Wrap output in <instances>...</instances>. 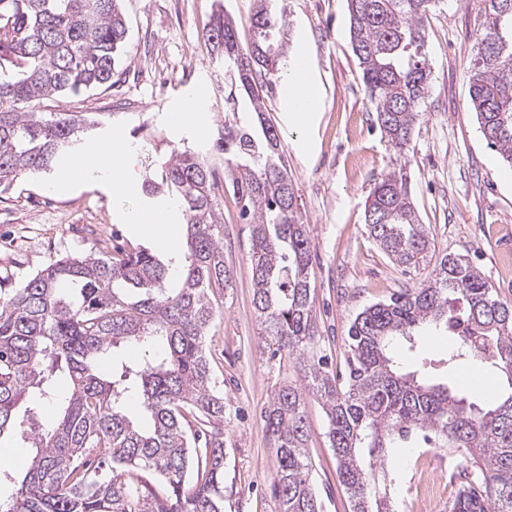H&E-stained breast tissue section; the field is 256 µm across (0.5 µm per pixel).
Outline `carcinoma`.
<instances>
[{"mask_svg": "<svg viewBox=\"0 0 512 512\" xmlns=\"http://www.w3.org/2000/svg\"><path fill=\"white\" fill-rule=\"evenodd\" d=\"M122 0H0V192L23 174L49 173L77 150L93 114L37 105L112 80L127 38ZM259 0L253 41L216 11L203 34L211 59L239 95L214 150L251 225L257 317L273 352L288 351L299 384L278 389L264 411L278 460L282 512H323L310 482L305 401L321 402L351 512H395L387 464L419 431L462 452L450 512H512V301L469 261L444 255L411 292L373 304L348 331L346 384L315 357L311 243L297 211L281 138L260 122L266 76L287 69L285 22ZM349 38L369 103L398 154L410 143L429 93L425 20L436 0H346ZM470 77L480 129L512 166V0H484ZM143 197H173L187 226L181 286L146 248L66 255L0 294V438L26 444L23 476L0 512H224V395L215 389L203 336L215 313L208 289L228 286L224 215L212 195L209 150L144 145ZM365 222L379 248L416 265L430 247L403 167L375 183ZM432 326L455 337L446 363L490 367L509 392L478 404L443 382L395 368L390 349ZM160 340L149 358L114 362L113 348Z\"/></svg>", "mask_w": 512, "mask_h": 512, "instance_id": "1", "label": "carcinoma"}]
</instances>
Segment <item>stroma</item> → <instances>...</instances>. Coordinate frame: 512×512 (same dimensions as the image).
Here are the masks:
<instances>
[{
    "mask_svg": "<svg viewBox=\"0 0 512 512\" xmlns=\"http://www.w3.org/2000/svg\"><path fill=\"white\" fill-rule=\"evenodd\" d=\"M255 0H123L127 43L110 84L41 101L43 112H98L89 140L125 147L123 171L140 184L137 146L165 154L172 147L211 148L224 125V72L212 63L201 39L217 7L236 22L238 41L253 38L249 18ZM289 23V50L306 46L321 89L320 110L310 123L295 121L281 105V75H269L266 117L279 131L298 211L311 241L310 302L320 353L330 372L347 375L348 329L358 313L393 294L417 288L442 256L461 255L476 266L501 299L512 301V168L490 149L469 109V75L484 2L439 0L426 22L431 68L429 95L403 157L383 138L349 43L346 0H279ZM194 108L191 123L174 126L170 113ZM403 160L414 206L431 238L418 266L389 259L370 236L365 208L380 174ZM62 170L26 175L0 194V287L15 288L63 255L112 254L115 247L169 254L143 237L133 218L151 208L181 226L174 204L150 202L129 190L115 193L94 184L54 190ZM213 193L224 214L227 288H211L216 312L204 340L213 378L224 395V512H280L278 468L263 412L280 386L299 382L287 356L272 357L253 305L249 260L251 227L217 178ZM451 340L423 331L398 340L392 354L402 371L426 373L448 355ZM311 480L324 512H350L338 481L325 413L309 402ZM460 453L417 444L401 449L391 464L397 512H412L424 473H437V512H448L457 489Z\"/></svg>",
    "mask_w": 512,
    "mask_h": 512,
    "instance_id": "stroma-1",
    "label": "stroma"
}]
</instances>
